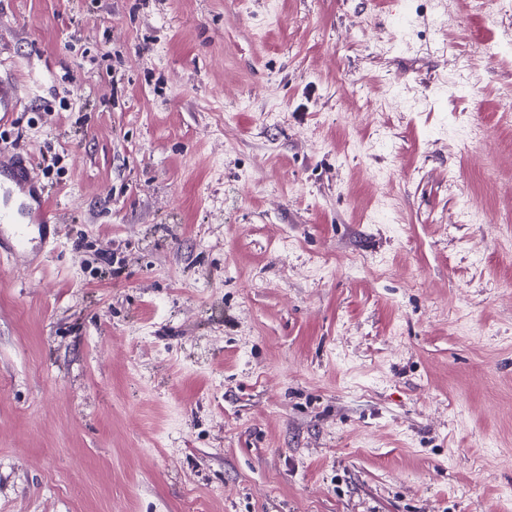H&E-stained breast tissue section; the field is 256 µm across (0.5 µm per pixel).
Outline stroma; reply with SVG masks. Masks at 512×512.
<instances>
[{"mask_svg": "<svg viewBox=\"0 0 512 512\" xmlns=\"http://www.w3.org/2000/svg\"><path fill=\"white\" fill-rule=\"evenodd\" d=\"M1 76L0 512H501L512 15L0 0ZM20 106L17 85L11 80L0 78V126L4 125V117L13 116ZM48 197L29 160L0 154V241H7L8 253L29 255L45 247L44 230L54 222Z\"/></svg>", "mask_w": 512, "mask_h": 512, "instance_id": "obj_1", "label": "stroma"}]
</instances>
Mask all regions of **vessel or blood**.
<instances>
[{
  "label": "vessel or blood",
  "mask_w": 512,
  "mask_h": 512,
  "mask_svg": "<svg viewBox=\"0 0 512 512\" xmlns=\"http://www.w3.org/2000/svg\"><path fill=\"white\" fill-rule=\"evenodd\" d=\"M20 106L17 85L0 78V119L14 115ZM44 185L32 174L29 160L0 154V241L12 254H30L47 243L45 229L52 224Z\"/></svg>",
  "instance_id": "obj_1"
}]
</instances>
